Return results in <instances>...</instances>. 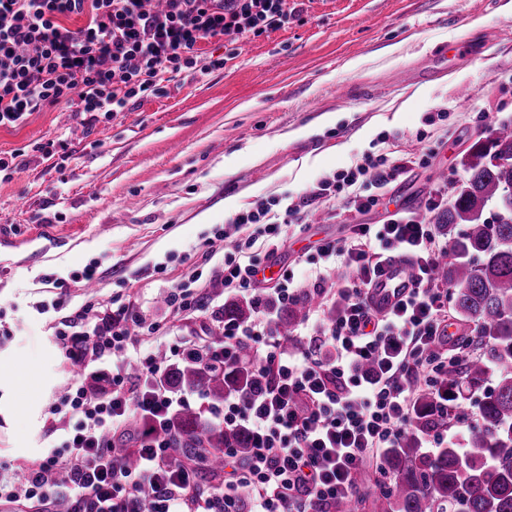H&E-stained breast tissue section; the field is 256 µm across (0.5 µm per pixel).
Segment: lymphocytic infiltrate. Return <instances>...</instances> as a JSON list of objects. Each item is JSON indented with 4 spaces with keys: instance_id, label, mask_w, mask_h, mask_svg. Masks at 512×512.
Wrapping results in <instances>:
<instances>
[{
    "instance_id": "lymphocytic-infiltrate-1",
    "label": "lymphocytic infiltrate",
    "mask_w": 512,
    "mask_h": 512,
    "mask_svg": "<svg viewBox=\"0 0 512 512\" xmlns=\"http://www.w3.org/2000/svg\"><path fill=\"white\" fill-rule=\"evenodd\" d=\"M0 0V127L16 128L46 106L77 102L89 123L161 95L164 78L184 70L220 67L203 61L201 42L258 36L300 16L299 0ZM87 16L73 30L63 20ZM403 159L366 154L320 179L309 195L288 202L259 200L218 233L224 243V291L250 299L252 318L225 317L199 275L168 287L177 320L208 314L212 330L180 339L166 359L140 347L156 326L132 301L110 302L102 318L88 306L71 308L72 285L96 278L97 264L71 278L45 275L56 294L35 303L59 315L53 337L64 367L80 366L68 385L66 407H50L45 428L56 444L41 458L0 464V501H27L37 512H336L355 496V475L370 459L399 447L413 429L420 393L431 392L441 419L421 447L442 444L451 420L469 415L450 398L448 371L471 353L445 347L448 286L436 277L448 260V240L435 221L448 206L436 188L424 215L404 208L380 224L350 225L325 241L303 274L283 270L263 287L261 261L274 257L310 202L341 212L369 213L379 191L404 173ZM406 265L409 292L379 305L373 288L392 263ZM312 305L293 345L276 334L274 308H287L307 291ZM221 331L214 341L212 331ZM250 361L257 378L246 394L225 396L209 410L210 424L245 432L250 453L225 447L216 485L204 487L196 460L183 459L186 437L174 425L185 408L183 391L169 387L171 367L186 361L218 373ZM142 425L132 432L131 422ZM135 455L128 469L119 449ZM251 496L240 503L236 491Z\"/></svg>"
}]
</instances>
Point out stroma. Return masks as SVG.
Here are the masks:
<instances>
[{
    "label": "stroma",
    "mask_w": 512,
    "mask_h": 512,
    "mask_svg": "<svg viewBox=\"0 0 512 512\" xmlns=\"http://www.w3.org/2000/svg\"><path fill=\"white\" fill-rule=\"evenodd\" d=\"M511 1L303 0L300 19L244 39L237 54L220 39L202 44L221 67L184 71L164 94L108 122L88 126L61 104L0 128V153L20 163L0 178V360L30 373L12 395V422L0 419V462L15 448L43 455L48 409L70 379L49 316L33 309L49 296L44 275L98 262L96 288H73L72 306L98 313L114 298H139L157 324L151 348L165 353L202 331L198 319L174 324L165 287L221 269L213 235L230 218L226 198L242 209L269 196L296 199L353 158L389 148L412 160L431 153L386 187L391 203L421 204L435 186L460 182L469 147L512 121V41L497 36L512 25ZM463 83L472 96H459ZM440 106L446 128L426 125ZM326 114L335 122L323 124ZM50 140L64 143V156L35 151ZM350 220L313 202L276 266L314 256Z\"/></svg>",
    "instance_id": "35a3bbf8"
}]
</instances>
